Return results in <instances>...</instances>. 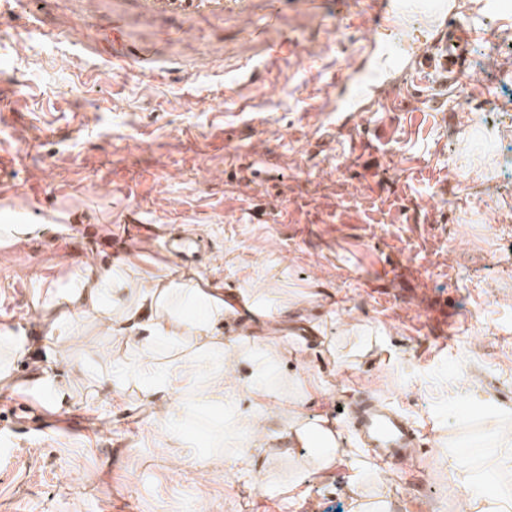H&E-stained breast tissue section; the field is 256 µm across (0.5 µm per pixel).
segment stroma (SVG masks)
<instances>
[{"mask_svg": "<svg viewBox=\"0 0 512 512\" xmlns=\"http://www.w3.org/2000/svg\"><path fill=\"white\" fill-rule=\"evenodd\" d=\"M456 7L475 28L463 75L399 76L385 109L351 117L331 108L366 44L360 0L340 17L284 9L266 37L296 51L249 82L92 67L74 45L102 38L94 16L55 43L0 19V225L37 227L0 240V331L30 347L9 364L0 341V512H355L360 496L476 512L512 497V227L495 225L512 210V0ZM242 38L229 23L165 31L190 55L230 56ZM471 125L493 150L464 138ZM161 224L199 238L197 276L265 308L224 322L233 400L210 398L218 367L191 336L160 345L155 369L191 358L194 381L151 399L139 349L90 316L56 347L59 394L42 393L50 282L90 264L179 276ZM367 395L420 431L410 464L372 460L347 432L338 409ZM296 409L341 429L327 465L289 447ZM245 454L247 471L231 467Z\"/></svg>", "mask_w": 512, "mask_h": 512, "instance_id": "35a3bbf8", "label": "stroma"}]
</instances>
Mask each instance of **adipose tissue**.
<instances>
[{"instance_id":"adipose-tissue-1","label":"adipose tissue","mask_w":512,"mask_h":512,"mask_svg":"<svg viewBox=\"0 0 512 512\" xmlns=\"http://www.w3.org/2000/svg\"><path fill=\"white\" fill-rule=\"evenodd\" d=\"M127 290L133 293L131 301L121 310H113V298ZM53 309L49 336L71 335L81 317H97L108 335L138 341L144 370L150 369L153 353L162 341L182 336L211 340L225 317L234 312L220 289L202 287L190 278H150L132 286L122 272L92 265L57 285Z\"/></svg>"}]
</instances>
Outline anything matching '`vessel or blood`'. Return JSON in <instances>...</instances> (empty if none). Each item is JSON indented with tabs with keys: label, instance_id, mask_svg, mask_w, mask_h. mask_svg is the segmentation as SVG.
Returning <instances> with one entry per match:
<instances>
[{
	"label": "vessel or blood",
	"instance_id": "1",
	"mask_svg": "<svg viewBox=\"0 0 512 512\" xmlns=\"http://www.w3.org/2000/svg\"><path fill=\"white\" fill-rule=\"evenodd\" d=\"M47 0H0V17L22 16L29 29L45 39H55L61 27H49L41 17ZM284 0H64L70 18L89 14L109 19L110 47L81 44L88 58L109 66L137 63L151 80L165 83L188 70L203 72V64L188 66L181 55L164 50L161 33L167 23L179 21L184 34H195L201 24L246 23L261 17L263 27L249 30L247 44L260 48V55L239 57V73L252 72L257 60L275 64L280 47L267 42L264 34L279 19ZM367 22L371 35L367 40L366 62L349 65L338 76L336 86L341 100L337 111H356L361 99L372 97L377 107H385L395 92L391 76L405 70L408 60H416L423 68H434L444 78H451L464 67L462 42L467 29L457 28V9L453 0H369ZM411 18L424 20L438 34L414 35L403 50H394L389 34L402 28ZM352 432L360 445L375 459L403 462L416 446L418 431L400 410L376 397L358 401L351 413Z\"/></svg>",
	"mask_w": 512,
	"mask_h": 512
}]
</instances>
